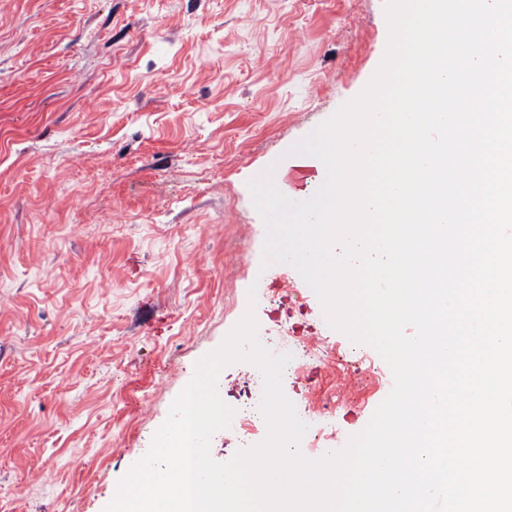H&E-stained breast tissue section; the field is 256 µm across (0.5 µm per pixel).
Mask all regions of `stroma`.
I'll list each match as a JSON object with an SVG mask.
<instances>
[{
  "instance_id": "obj_1",
  "label": "stroma",
  "mask_w": 512,
  "mask_h": 512,
  "mask_svg": "<svg viewBox=\"0 0 512 512\" xmlns=\"http://www.w3.org/2000/svg\"><path fill=\"white\" fill-rule=\"evenodd\" d=\"M385 0H0V512H104L204 354L255 303L318 351L283 389L318 454L393 387L292 267L248 183L356 97ZM262 376L224 370L223 400Z\"/></svg>"
}]
</instances>
